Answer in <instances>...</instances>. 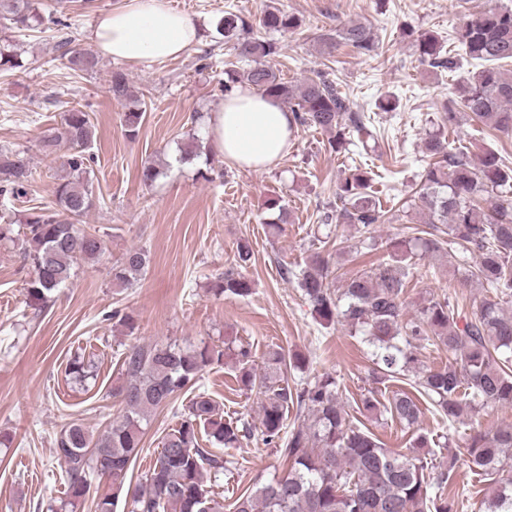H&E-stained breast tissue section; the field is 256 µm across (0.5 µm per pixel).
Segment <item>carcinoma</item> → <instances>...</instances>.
I'll list each match as a JSON object with an SVG mask.
<instances>
[{
	"mask_svg": "<svg viewBox=\"0 0 512 512\" xmlns=\"http://www.w3.org/2000/svg\"><path fill=\"white\" fill-rule=\"evenodd\" d=\"M44 21L36 0H0V23L7 29L34 30ZM53 24L59 26L57 49L69 68L76 73L94 70L96 53L73 44L65 32L68 23L57 19ZM299 26L295 15L274 8L260 15L256 27L266 33H286ZM256 27L237 11H228L216 21L217 34L233 43L236 51V61L226 71L224 91H233L237 84L251 85L288 105L295 124L328 134L330 152H348L354 135L368 133L371 116L352 111L347 97L325 77L299 84L281 78L267 64L278 47L255 34ZM454 39L480 69L461 82L459 99L448 100L437 134L425 142L430 162L420 174L418 199L432 227L418 241L422 252L431 257L441 255L446 247L461 254L463 263L448 278V287L477 282L490 288L495 298L484 300L467 317L459 313L452 297H431L404 322V296L415 265L406 242H393L388 258L344 280L338 288L334 283L340 276L331 269L330 257L317 252L296 274L312 311L325 325L344 319L373 347V383L410 376L411 389L392 392L385 405L373 395L366 397L356 416L340 401L336 378L330 374L289 384L292 372L308 369L306 356L286 357L273 348L258 372L250 347L236 345L235 380L261 398L263 441L280 448L288 472L239 494L226 506L224 497L207 486L204 472H224L228 461L219 449L239 447L253 429L242 419L224 418L220 406L204 393L190 400L179 426L163 437L143 481L134 488L127 485L148 416L177 393L193 388L206 368L223 361L224 351L208 345L196 349L132 345L123 353L120 381L112 387V397L122 406L112 424L95 434L73 421L55 440L54 454L64 483L58 512H80L89 498L94 512H116L124 492L131 493L130 512H224L226 507L233 512H454L455 502L448 499L446 487L457 459L432 473L421 454L431 445L427 435L412 436L411 451L403 453L385 447L359 419L382 410L413 429L422 414L420 396L450 426L469 418L479 404L512 407V313L504 312L496 301L512 297V167L492 150L474 164L464 146L447 138V133L456 131L462 112L483 132L512 133V75L501 71V64L512 61V6L472 16L457 28ZM323 41L330 49L344 43L362 55L378 49L373 30L363 23H346ZM453 44L442 45L430 32L415 39L422 62L450 72L458 67ZM21 67L13 44L1 42L0 70ZM109 91L113 99L129 104L124 123L128 135L136 136L146 102L132 94L120 70L112 72ZM94 136L90 113L72 107L40 138L41 151L47 156L63 143L72 149L64 161L69 174L55 188V206L35 208L25 219L23 258L32 269L26 293L44 303L75 276L80 265L103 253L102 236L83 227L94 206L90 182L94 156L88 152ZM32 181L24 152L0 149L3 199L27 196ZM336 201V209L319 216L321 223L358 226L365 233L385 223L387 211L372 190L371 173L359 166L336 186ZM264 206L275 215L267 223L268 232L275 235L286 212L274 195L267 197ZM147 266L146 251L131 249L112 267V280L130 286ZM212 291L244 298L252 293V285L229 270ZM425 345L447 351L448 364L433 370L417 367L415 350ZM293 409L302 423L288 431L286 419ZM201 432L211 447L202 445ZM464 462L474 473L494 479L486 512H512V481L495 480L505 468H512V424L470 433ZM96 477L107 489L92 490Z\"/></svg>",
	"mask_w": 512,
	"mask_h": 512,
	"instance_id": "obj_1",
	"label": "carcinoma"
}]
</instances>
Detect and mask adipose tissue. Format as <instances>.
<instances>
[{
  "mask_svg": "<svg viewBox=\"0 0 512 512\" xmlns=\"http://www.w3.org/2000/svg\"><path fill=\"white\" fill-rule=\"evenodd\" d=\"M201 30L198 21L166 0H123L99 19L92 40L99 54L147 68L182 54L198 41ZM208 136L226 163L261 171L287 154L293 115L246 85L212 112Z\"/></svg>",
  "mask_w": 512,
  "mask_h": 512,
  "instance_id": "obj_1",
  "label": "adipose tissue"
}]
</instances>
